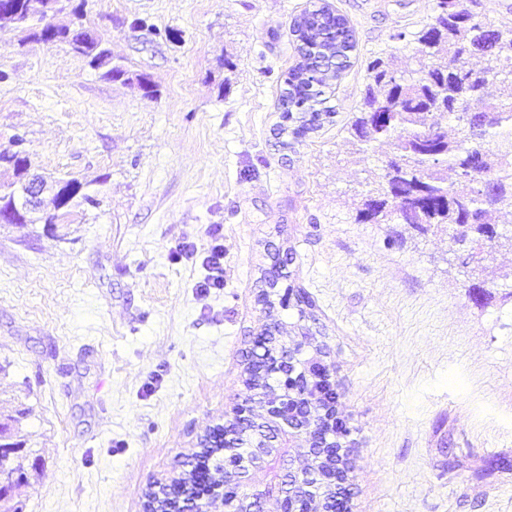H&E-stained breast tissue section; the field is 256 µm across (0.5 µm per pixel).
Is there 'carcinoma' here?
I'll return each mask as SVG.
<instances>
[{
	"label": "carcinoma",
	"instance_id": "1",
	"mask_svg": "<svg viewBox=\"0 0 512 512\" xmlns=\"http://www.w3.org/2000/svg\"><path fill=\"white\" fill-rule=\"evenodd\" d=\"M434 22L415 35L412 65L399 71L383 58L368 66L370 82L358 115L348 129L345 144L355 152H365L374 141L392 146L391 160L382 172L364 179L355 220L363 224H406L428 230L447 227L450 243L467 251L480 264L500 246L512 242L502 233L485 238L473 228H493V213L499 206L512 207V71L497 67L503 57H512V30H504L469 11L463 0H435ZM69 13L70 20L56 18ZM82 5L72 0H0V27L8 26L19 35L20 45L30 43L63 45L109 80L137 83L144 95L148 74L133 73L113 62L112 52L97 31L82 24ZM294 35L306 42L302 62L289 70L285 91L279 98L280 131L300 136L304 126L288 128L294 113L308 112L323 95L326 80L316 77V58L333 56L354 49L348 20L327 6L306 11L294 23ZM478 56L483 66L476 69L466 58ZM498 86L496 96L477 92L489 83ZM457 123V134L450 138L442 128L445 119ZM422 195L420 209H407L403 195ZM276 291L261 286L258 301L270 307L279 305L296 311L298 320L310 317L309 297L299 291L286 303L274 300ZM286 326L277 324L269 334L267 356L275 361L288 355ZM246 382L253 385L258 402L284 385L281 373L258 375L247 369ZM27 412L0 409V440L25 443L21 426ZM218 436L211 447L193 457L189 479L178 480L159 492L148 491L147 506L153 512H180L192 496H206L227 483L224 453L232 462L251 458L256 446L274 436L272 429L258 423L229 420L216 427ZM32 451L15 455L11 468L28 482ZM304 493L316 499L323 512L334 507V493L320 479L305 480Z\"/></svg>",
	"mask_w": 512,
	"mask_h": 512
}]
</instances>
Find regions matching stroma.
<instances>
[{"instance_id":"obj_1","label":"stroma","mask_w":512,"mask_h":512,"mask_svg":"<svg viewBox=\"0 0 512 512\" xmlns=\"http://www.w3.org/2000/svg\"><path fill=\"white\" fill-rule=\"evenodd\" d=\"M318 2L83 0L84 25L154 98L0 29V153L97 200L76 199L55 236L0 226V400L30 408L42 458L13 492L23 512H143L153 483L181 475L247 394L273 247L313 302L355 440L352 512H512V249L470 277L447 232L360 224L352 205L392 152L344 145L367 65L405 66L434 0H328L356 48L323 96L333 120L287 140L293 22ZM217 245L224 285L197 293Z\"/></svg>"}]
</instances>
